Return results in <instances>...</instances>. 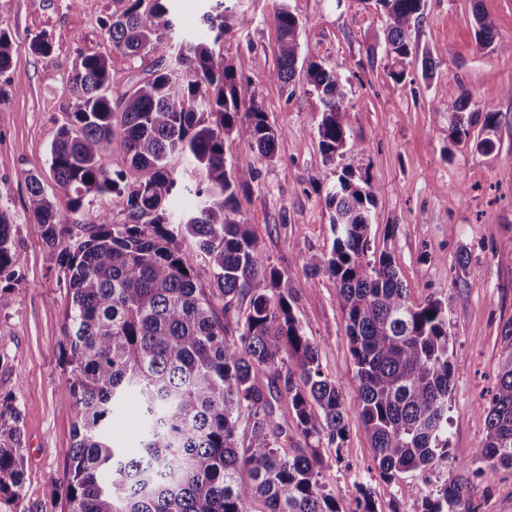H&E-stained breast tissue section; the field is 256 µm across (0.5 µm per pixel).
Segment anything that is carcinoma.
Wrapping results in <instances>:
<instances>
[{
    "mask_svg": "<svg viewBox=\"0 0 512 512\" xmlns=\"http://www.w3.org/2000/svg\"><path fill=\"white\" fill-rule=\"evenodd\" d=\"M100 18L113 47L154 58L149 78L127 91L112 86L102 56L81 55L66 83L76 100L50 147L49 169L69 196L61 214L28 176L30 226L54 251L68 283L70 305L61 361V409L77 418L66 483V512H375L370 491L340 505L322 481L317 448H283L270 396L259 384L283 388L304 440L344 441L357 417L370 440L381 478L448 467V397L452 391L448 309L439 300L409 302L408 288L388 251L370 249V184L342 172L326 194L334 209L329 256L311 265L336 280L357 368L359 395L348 405L321 369L317 346L294 314L293 281L267 265L239 194L258 176L249 162L226 166V136L236 133L273 160L280 134L242 78L219 64L215 46L242 19L222 0L203 15L204 34L175 43L163 0H124ZM390 19L387 52L401 64L413 57L408 30L423 0H375ZM475 37L494 42L493 25L473 14ZM298 20L279 13V65L272 78L288 85L299 62ZM10 32L0 29V73L11 64ZM306 79L323 107L318 126L326 163L347 145L349 111L338 69L310 60ZM466 94L443 97L448 138L470 139L471 127L496 124L494 112L464 113ZM119 140L123 166L112 167ZM125 197L126 217L114 224L87 209L91 194ZM196 200L179 212L182 196ZM13 219L0 208V308L19 262ZM195 240L184 252L179 238ZM224 298L217 316L208 289ZM249 298L234 317L235 302ZM295 363L299 373L281 376ZM487 412V436L476 449L489 477L512 468V358L501 368ZM140 397V450L115 447L112 409L127 392ZM18 416L0 398V497L20 498L24 456ZM470 468L459 467L426 494L423 512H474L467 500Z\"/></svg>",
    "mask_w": 512,
    "mask_h": 512,
    "instance_id": "cac0c4a2",
    "label": "carcinoma"
}]
</instances>
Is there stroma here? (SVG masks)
<instances>
[{
  "mask_svg": "<svg viewBox=\"0 0 512 512\" xmlns=\"http://www.w3.org/2000/svg\"><path fill=\"white\" fill-rule=\"evenodd\" d=\"M243 23L216 48L255 95L280 138L273 160L247 141L233 139L229 164L247 160L259 175L240 198L248 224L271 267L297 290L296 318L317 346L323 372L346 403H355L359 380L339 306L336 281L309 275L331 250L333 212L325 203L341 171L375 188L370 249L391 252L411 303L440 300L448 308L453 390L448 397V446L455 465H468L487 435L486 415L499 368L512 342L502 328L512 321V0H424L409 40L417 54L403 81H394L388 54V17L373 0H231ZM115 0H0V28L13 34L10 68L0 74L9 93L0 103V207L13 215L18 275L11 304L0 309V395L16 405L23 433L24 488L20 501L0 500V512H64V477L74 442V415L60 408L65 392L61 350L69 291L50 250L29 224L27 177H41L60 212L68 198L49 170L52 141L74 105L65 89L79 55L105 57L113 85L131 88L152 68L149 57H130L112 45L98 19ZM288 9L299 23L300 54L324 67L341 66L350 110L348 142L326 164L317 128L322 106L297 70L290 85L272 79L278 64V15ZM481 9L494 27L491 46H479L470 24ZM42 35L50 56L32 53ZM431 55L430 77L420 58ZM467 92V111L493 112V128L474 126L468 141L448 139L443 94ZM491 139L494 148L479 150ZM469 254L465 276L457 255ZM140 433L139 398L128 394L115 408L111 437L133 447ZM323 480L338 502L371 491L376 512H422L429 491L453 477L451 469L383 480L358 418L342 446L321 441ZM476 512H512V469L474 480Z\"/></svg>",
  "mask_w": 512,
  "mask_h": 512,
  "instance_id": "stroma-1",
  "label": "stroma"
}]
</instances>
